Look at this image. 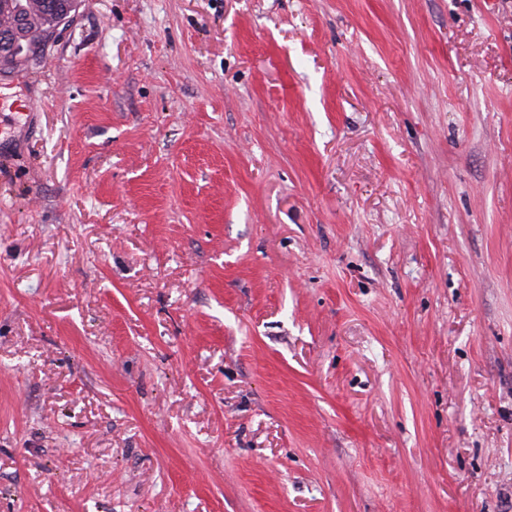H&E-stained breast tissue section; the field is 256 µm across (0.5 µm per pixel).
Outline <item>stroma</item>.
I'll list each match as a JSON object with an SVG mask.
<instances>
[{
    "label": "stroma",
    "mask_w": 512,
    "mask_h": 512,
    "mask_svg": "<svg viewBox=\"0 0 512 512\" xmlns=\"http://www.w3.org/2000/svg\"><path fill=\"white\" fill-rule=\"evenodd\" d=\"M13 75L0 512H512V0H80Z\"/></svg>",
    "instance_id": "obj_1"
}]
</instances>
